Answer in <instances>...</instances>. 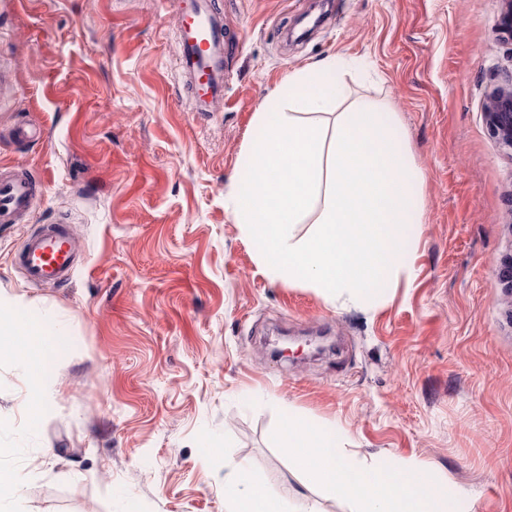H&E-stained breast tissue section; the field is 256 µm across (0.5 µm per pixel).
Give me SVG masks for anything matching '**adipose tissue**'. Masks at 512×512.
<instances>
[{"label": "adipose tissue", "mask_w": 512, "mask_h": 512, "mask_svg": "<svg viewBox=\"0 0 512 512\" xmlns=\"http://www.w3.org/2000/svg\"><path fill=\"white\" fill-rule=\"evenodd\" d=\"M330 57L289 74L254 116L257 132L241 160L229 201L234 221L252 241L264 270L288 285L317 290L326 301L354 306L372 301L407 270L406 245L387 203L398 197L411 212L424 179L408 158L399 117L387 101L353 95ZM375 149H368V142ZM314 220L299 235L297 227ZM13 335L25 345L0 348L24 372L28 414H40L44 368L41 321L14 318ZM279 446L298 472L351 512H460L451 490L406 493L424 462L389 464L339 444L336 428L294 413L281 419ZM226 512H289L282 496L244 468L224 479Z\"/></svg>", "instance_id": "ef3b65f1"}]
</instances>
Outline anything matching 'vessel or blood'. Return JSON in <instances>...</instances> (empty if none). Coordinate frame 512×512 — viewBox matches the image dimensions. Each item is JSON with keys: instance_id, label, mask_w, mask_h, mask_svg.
Listing matches in <instances>:
<instances>
[{"instance_id": "vessel-or-blood-1", "label": "vessel or blood", "mask_w": 512, "mask_h": 512, "mask_svg": "<svg viewBox=\"0 0 512 512\" xmlns=\"http://www.w3.org/2000/svg\"><path fill=\"white\" fill-rule=\"evenodd\" d=\"M176 7L183 17L178 64L191 79L200 111L208 112L224 97V21L212 0H177ZM41 194L40 184L26 173L1 179L0 224L18 223ZM14 262L32 282H67L76 264L68 225L50 224L28 235Z\"/></svg>"}]
</instances>
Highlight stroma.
<instances>
[{
	"mask_svg": "<svg viewBox=\"0 0 512 512\" xmlns=\"http://www.w3.org/2000/svg\"><path fill=\"white\" fill-rule=\"evenodd\" d=\"M213 3L232 45L224 100L199 112L173 0H0V175L43 183L22 223L0 224V307L66 336L37 425L20 369L0 361V444L14 449L0 467L25 478L0 507L225 512L224 477L245 465L349 512L289 468L278 428L292 411L362 455L425 462L466 512H512V152L484 116L512 75L502 0ZM327 56L363 63L351 92L391 103L424 174L408 271L363 308L266 274L227 205L255 112ZM61 221L84 260L66 283L33 284L12 256ZM281 333L332 348L275 358Z\"/></svg>",
	"mask_w": 512,
	"mask_h": 512,
	"instance_id": "obj_1",
	"label": "stroma"
}]
</instances>
